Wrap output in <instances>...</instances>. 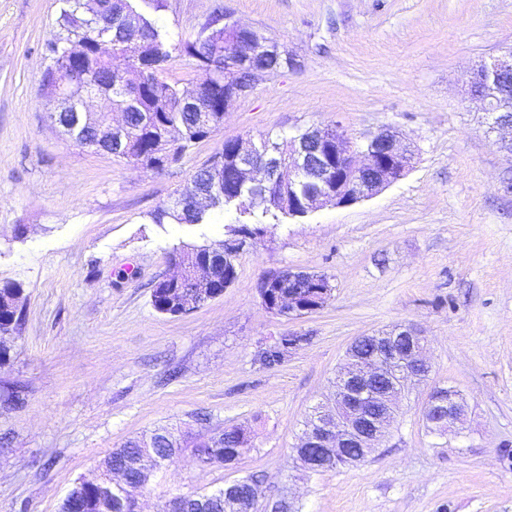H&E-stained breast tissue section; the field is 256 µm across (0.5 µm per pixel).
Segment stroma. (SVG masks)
<instances>
[{"label":"stroma","instance_id":"1","mask_svg":"<svg viewBox=\"0 0 512 512\" xmlns=\"http://www.w3.org/2000/svg\"><path fill=\"white\" fill-rule=\"evenodd\" d=\"M218 2L294 64L257 75L214 136L152 172L53 124L40 79L63 35L60 0H0V285L25 296L0 366V512H59L113 448L163 427L190 443L139 490L143 512L252 475L260 504L285 497L296 512H512V156L462 83L512 44V0H135L176 40L195 38ZM321 124L354 144L397 130L412 165L371 198L302 218L227 205L206 224L152 223L225 140ZM241 225L255 235L223 294L158 313L151 290L176 248ZM284 269L328 275L331 300L270 313L258 284ZM400 324L428 340L427 381L367 461L304 472L293 447L346 348ZM289 333L306 340L261 363ZM437 387L468 404L442 437L422 421ZM11 391L18 403L2 401ZM240 423L255 449L203 465L197 445Z\"/></svg>","mask_w":512,"mask_h":512}]
</instances>
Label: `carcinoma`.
<instances>
[{
	"instance_id": "carcinoma-1",
	"label": "carcinoma",
	"mask_w": 512,
	"mask_h": 512,
	"mask_svg": "<svg viewBox=\"0 0 512 512\" xmlns=\"http://www.w3.org/2000/svg\"><path fill=\"white\" fill-rule=\"evenodd\" d=\"M138 21L146 45L143 50L126 48L124 52L138 58V68L130 72L112 68L110 61L95 54L86 59L96 82L109 90L112 102L125 114L128 124L126 138L110 144L112 155L136 164L148 171L166 168L177 162L182 153L191 145L215 135L224 119V94L230 86L239 85L240 72H224L215 78H205L199 83L202 107L192 110L186 105L184 93L175 85L161 80L158 73L173 58L174 53L192 58L199 69H204L211 48L223 50V57L233 50L234 43L250 35V32H229L224 29V7L215 5L210 16L212 27L210 37L201 43L198 39L173 41L168 32L159 25L156 18L139 11L133 0H99L95 14L90 15L82 0H61L58 24L67 37L57 43L58 51L66 49L70 42L83 41L87 34L103 39H115L127 23L128 18ZM234 146L226 143L214 161L200 169L191 182L179 193L188 197L203 193L219 173L222 191L230 194L236 190L239 174L230 161ZM207 211H192L187 208L175 209L169 205L157 208L151 213L155 224H204ZM212 244L185 246L174 254V261L181 267L180 281L169 277L159 281L151 293L154 309L165 315H178L190 306L191 298L185 282L196 278V272L203 270L207 253ZM209 279L211 294L221 295L237 276L236 268L224 264L220 259L204 270ZM23 290L16 284L0 287V330L15 327L21 321L24 304ZM213 443L222 446V451L202 459L205 465L216 462L226 463L233 458L232 450L254 448L251 428L238 424L212 436ZM140 438L127 440L115 448L104 460V467L119 470L126 458L140 451ZM236 494L250 498L258 492L257 480L245 477L233 481ZM127 490L112 489V505H106L98 488L92 483L84 485L73 501L60 507V512H121V501Z\"/></svg>"
}]
</instances>
